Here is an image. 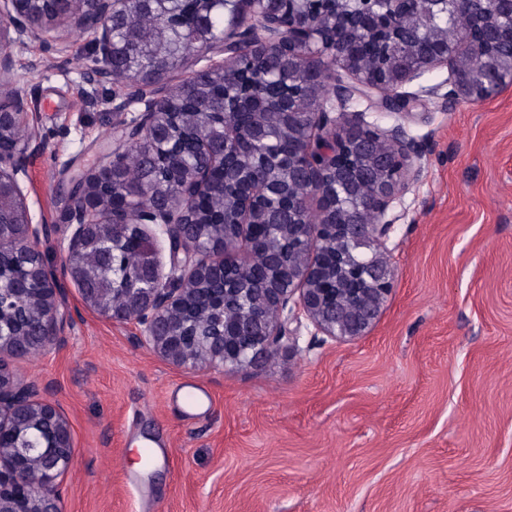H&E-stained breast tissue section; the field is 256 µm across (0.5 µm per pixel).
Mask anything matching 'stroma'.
<instances>
[{"mask_svg": "<svg viewBox=\"0 0 512 512\" xmlns=\"http://www.w3.org/2000/svg\"><path fill=\"white\" fill-rule=\"evenodd\" d=\"M81 56L12 46L14 86L41 148L22 188L40 249L71 315L65 337L11 359L67 417L71 468L60 512H512V83L480 104H444L449 71L411 82L403 121L427 153L398 201L388 247L395 283L383 312L350 341L300 328L295 350L244 370L175 365L115 324L61 274L72 179L117 134ZM210 392L185 418L183 380ZM154 442L163 461L130 459Z\"/></svg>", "mask_w": 512, "mask_h": 512, "instance_id": "35a3bbf8", "label": "stroma"}]
</instances>
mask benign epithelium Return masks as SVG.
<instances>
[{"mask_svg":"<svg viewBox=\"0 0 512 512\" xmlns=\"http://www.w3.org/2000/svg\"><path fill=\"white\" fill-rule=\"evenodd\" d=\"M33 2L0 0V135L11 136L16 144L14 152L0 153V195L8 189L22 202L25 154L38 142L22 120L28 100L16 93L11 80V46L37 39L46 50L65 54L73 51V33L86 36L93 52L87 82L123 89L108 102L122 131L121 144L108 160L110 172L133 168L123 149L126 143L148 140L161 148L169 143L164 105L173 94L164 77L128 82L114 65L112 21L128 18L135 0H68L67 13L43 27L30 21ZM359 3L358 10L334 24L322 20L303 25L282 21L281 0H234L235 23L198 54L207 64L190 69L186 78L238 70L271 46L288 47V54L308 59L328 75L333 67L345 73L333 79L331 92L313 112L300 111L304 90L288 93L282 102L303 127L301 149L288 163L301 194L281 207L271 202L267 178L250 180L231 200L237 247L198 245L182 203L206 193V170L223 166L224 145L241 135L233 124L225 127L224 140L202 141L199 153L205 163L191 177L173 173L178 194L163 206L142 213L88 209L84 200L100 196L105 180L97 172L77 179L65 199L62 268L88 305L114 323L137 322L143 342L189 369L255 366L264 355L296 348L298 337L291 335L290 324L300 326L304 320L314 335L333 340H352L372 329L395 282L387 247L401 220L395 203L418 181L427 148L403 124L376 128L365 120V112L347 111L348 104L364 101L376 112L406 117L419 95L405 86L442 67L450 72L445 103L476 104L493 97L503 87L497 70L512 65V0H471L487 7L466 12L464 31L457 26L451 31L419 27L411 18L410 0ZM396 35L411 43L427 42L431 51L422 57L377 59L344 50L351 37L376 46ZM133 105L142 109L131 113ZM24 215V242L36 246L54 231L49 224L34 222L29 209ZM128 227L139 235L136 272L144 287H89L81 258L92 241L113 238ZM261 233L267 239L264 249L255 247ZM283 237L294 252L285 284L275 268L277 243ZM254 267L266 270L267 276L252 288L236 289L240 300L224 308V329L200 346L195 337L182 335L186 318L206 319L207 312L196 301L202 279L229 272L246 277ZM30 278L36 287L23 289L29 298L26 331L0 334V512H58V479L68 472L72 457L71 427L58 405L41 395L37 380L14 377L4 368L6 355L33 357L57 342L68 322L54 271L45 264L34 266Z\"/></svg>","mask_w":512,"mask_h":512,"instance_id":"obj_1","label":"benign epithelium"}]
</instances>
